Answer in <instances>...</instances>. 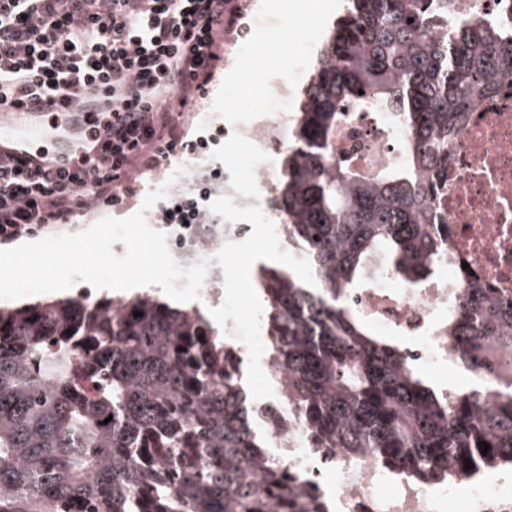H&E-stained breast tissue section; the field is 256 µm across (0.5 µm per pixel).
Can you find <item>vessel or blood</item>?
<instances>
[{
	"label": "vessel or blood",
	"instance_id": "b4317fda",
	"mask_svg": "<svg viewBox=\"0 0 512 512\" xmlns=\"http://www.w3.org/2000/svg\"><path fill=\"white\" fill-rule=\"evenodd\" d=\"M108 108L106 98L89 92L66 110L53 97L14 109L0 118V153L34 169L57 170L67 160L88 156L91 122Z\"/></svg>",
	"mask_w": 512,
	"mask_h": 512
}]
</instances>
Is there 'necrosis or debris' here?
I'll use <instances>...</instances> for the list:
<instances>
[{
	"label": "necrosis or debris",
	"instance_id": "4bbe7bcc",
	"mask_svg": "<svg viewBox=\"0 0 512 512\" xmlns=\"http://www.w3.org/2000/svg\"><path fill=\"white\" fill-rule=\"evenodd\" d=\"M248 112L245 122L232 126L248 153V181H240L228 165L223 188L211 187L214 161L203 151L167 165L168 171L181 173L172 193L199 214L196 223L166 227L167 243L182 267L252 232V225L221 224L211 217L208 204L223 190L238 207H260L275 224L280 242L288 240L286 222L271 207L295 122L287 83L273 82ZM401 135L392 113L378 118L359 112L340 131L334 153L340 162L388 165L401 158L396 147ZM444 202L448 259L436 278L413 288L376 261L354 302L380 334L396 340L401 357L437 376L462 374L490 407L499 391L512 384V344L481 341L477 364L467 366L436 328L447 321L449 304L463 295V275L512 298V84L478 101L449 143ZM262 341L267 348L261 366L274 389L273 397L260 401L271 415L263 427L269 442L265 457L287 470L290 488L319 499L321 512H512V463L464 473L452 466L447 477L421 481L386 470L367 448L315 447L288 395V371L269 350L270 336Z\"/></svg>",
	"mask_w": 512,
	"mask_h": 512
}]
</instances>
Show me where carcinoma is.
<instances>
[{"mask_svg": "<svg viewBox=\"0 0 512 512\" xmlns=\"http://www.w3.org/2000/svg\"><path fill=\"white\" fill-rule=\"evenodd\" d=\"M507 81L512 11L348 0L318 48L281 162L274 209L316 281L278 267L257 274L288 393L315 436L369 448L414 479L507 456L512 389L494 408L471 389L443 392L350 293L378 257L408 285L438 273L448 141ZM391 111L406 131L398 166L370 175L336 162L340 124ZM443 333L462 357L480 339L511 340L512 302L472 279ZM242 377L218 327L150 293L0 305V512H67L71 501L95 512H269L262 487L286 497L288 484L273 463L255 473L265 438Z\"/></svg>", "mask_w": 512, "mask_h": 512, "instance_id": "1", "label": "carcinoma"}]
</instances>
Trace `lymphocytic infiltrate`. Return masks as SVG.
Returning a JSON list of instances; mask_svg holds the SVG:
<instances>
[{
    "instance_id": "1",
    "label": "lymphocytic infiltrate",
    "mask_w": 512,
    "mask_h": 512,
    "mask_svg": "<svg viewBox=\"0 0 512 512\" xmlns=\"http://www.w3.org/2000/svg\"><path fill=\"white\" fill-rule=\"evenodd\" d=\"M237 0H0V104L35 96L112 100L88 162L40 172L0 155V240L68 224L91 201L184 146V108L221 60Z\"/></svg>"
}]
</instances>
